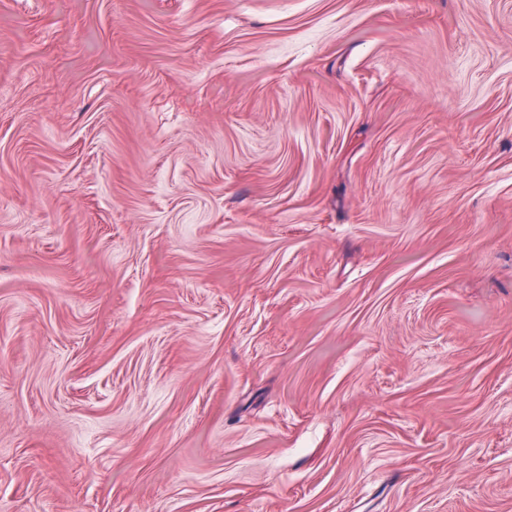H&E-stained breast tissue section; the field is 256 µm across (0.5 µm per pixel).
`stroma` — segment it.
<instances>
[{
	"label": "stroma",
	"instance_id": "35a3bbf8",
	"mask_svg": "<svg viewBox=\"0 0 512 512\" xmlns=\"http://www.w3.org/2000/svg\"><path fill=\"white\" fill-rule=\"evenodd\" d=\"M0 512H512V0H0Z\"/></svg>",
	"mask_w": 512,
	"mask_h": 512
}]
</instances>
